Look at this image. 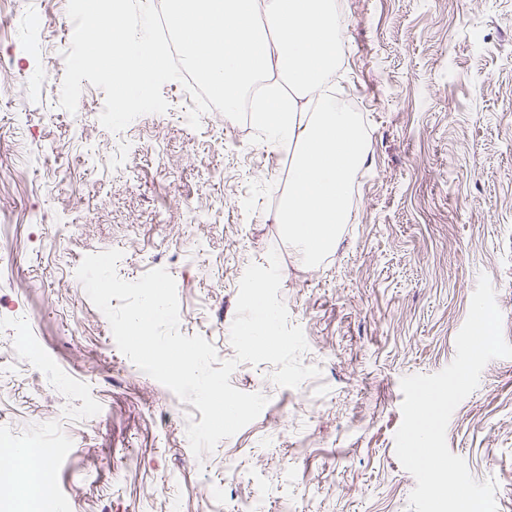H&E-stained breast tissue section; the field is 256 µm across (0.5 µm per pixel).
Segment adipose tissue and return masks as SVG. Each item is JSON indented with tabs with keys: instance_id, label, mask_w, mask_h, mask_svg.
Masks as SVG:
<instances>
[{
	"instance_id": "adipose-tissue-1",
	"label": "adipose tissue",
	"mask_w": 512,
	"mask_h": 512,
	"mask_svg": "<svg viewBox=\"0 0 512 512\" xmlns=\"http://www.w3.org/2000/svg\"><path fill=\"white\" fill-rule=\"evenodd\" d=\"M167 18L225 114L237 111L256 78L278 69L279 80L253 97L251 117L268 146L294 150L279 221L299 256L316 262L350 219V185L364 152L353 113L309 108L336 75V0H171Z\"/></svg>"
}]
</instances>
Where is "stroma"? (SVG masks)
I'll return each instance as SVG.
<instances>
[{
    "label": "stroma",
    "mask_w": 512,
    "mask_h": 512,
    "mask_svg": "<svg viewBox=\"0 0 512 512\" xmlns=\"http://www.w3.org/2000/svg\"><path fill=\"white\" fill-rule=\"evenodd\" d=\"M67 2L0 0V60L32 82L27 98L0 93V450L51 449L61 512H236L254 492L266 512H409L401 379L454 360L483 274L512 344V0H340L335 95L357 107L366 157L350 221L313 264L278 218L289 151L268 148L250 113L185 126L175 81L166 113L118 133L99 120L100 88L60 107ZM110 249L123 280L166 269L180 332L222 361L240 279L277 251L300 360L319 376L286 388L271 364H239L231 385L268 402L195 457L186 429L201 412L119 351L76 277ZM446 441L512 512V358L485 366Z\"/></svg>",
    "instance_id": "obj_1"
}]
</instances>
